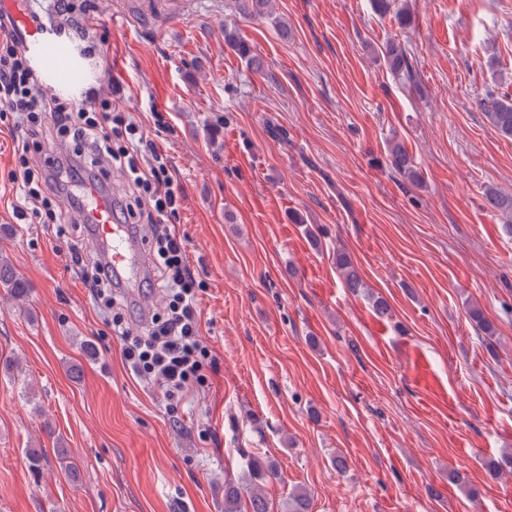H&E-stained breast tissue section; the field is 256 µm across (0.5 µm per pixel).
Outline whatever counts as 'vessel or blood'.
<instances>
[{
	"label": "vessel or blood",
	"instance_id": "1",
	"mask_svg": "<svg viewBox=\"0 0 512 512\" xmlns=\"http://www.w3.org/2000/svg\"><path fill=\"white\" fill-rule=\"evenodd\" d=\"M20 32L35 59H58L56 48L43 40L30 20H23ZM85 196L83 215L90 222V239L105 253L115 277L130 284L139 283L147 271V258L133 226L113 223L112 199L101 187H88Z\"/></svg>",
	"mask_w": 512,
	"mask_h": 512
}]
</instances>
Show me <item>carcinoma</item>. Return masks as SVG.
I'll return each instance as SVG.
<instances>
[{
	"mask_svg": "<svg viewBox=\"0 0 512 512\" xmlns=\"http://www.w3.org/2000/svg\"><path fill=\"white\" fill-rule=\"evenodd\" d=\"M225 43L235 51L252 70H264L263 60L253 53L250 45L233 32H224ZM384 62L389 70L397 75L411 76L412 65L401 46L392 41L382 51ZM490 124L506 139H512V95L491 94L479 102ZM387 163L410 183L420 182V174L408 151L399 143L393 144L387 155ZM486 205L501 214L512 229V193H504L492 186L484 189ZM336 268L339 270L345 288L357 294L366 287V283L350 257L344 252L336 253ZM0 286L11 293L22 296L26 294L25 281L14 272L9 262L0 259ZM475 329L486 336L495 335V325L481 308L472 306L468 311ZM489 474L498 477L505 472L512 473V451L504 452L497 459L488 462ZM282 481L277 466L259 457L247 459L244 476L238 481L224 482V512H270L266 487L270 483ZM311 498L307 491L294 489L289 493L286 512H310Z\"/></svg>",
	"mask_w": 512,
	"mask_h": 512,
	"instance_id": "cac0c4a2",
	"label": "carcinoma"
}]
</instances>
